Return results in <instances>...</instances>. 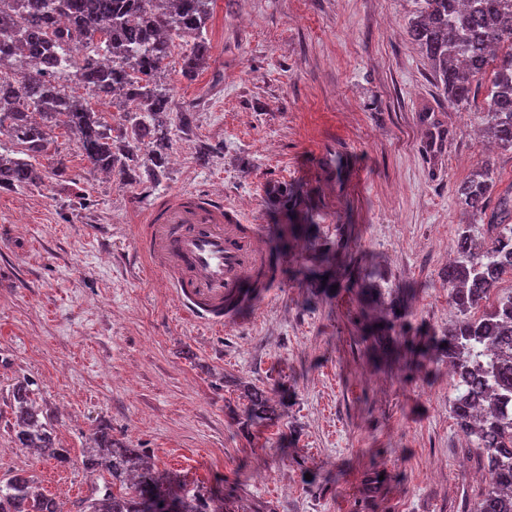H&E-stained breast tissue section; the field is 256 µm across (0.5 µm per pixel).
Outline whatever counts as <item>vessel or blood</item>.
Listing matches in <instances>:
<instances>
[{"label": "vessel or blood", "mask_w": 512, "mask_h": 512, "mask_svg": "<svg viewBox=\"0 0 512 512\" xmlns=\"http://www.w3.org/2000/svg\"><path fill=\"white\" fill-rule=\"evenodd\" d=\"M137 249L160 273L181 313L220 330L255 306L275 283H252L267 260L239 213L197 190H175L147 210Z\"/></svg>", "instance_id": "b4317fda"}]
</instances>
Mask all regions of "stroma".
Returning <instances> with one entry per match:
<instances>
[{
  "label": "stroma",
  "mask_w": 512,
  "mask_h": 512,
  "mask_svg": "<svg viewBox=\"0 0 512 512\" xmlns=\"http://www.w3.org/2000/svg\"><path fill=\"white\" fill-rule=\"evenodd\" d=\"M415 9L216 0L206 69L182 76L180 38L162 65L172 112L196 121L172 132L159 183L98 172L60 127L48 160L65 163L66 181L0 190V479L32 476L80 512L103 483L81 459L104 426L226 512H474L489 483L451 411L447 361L383 359L361 329L390 317L398 294L411 339L457 322L444 273L473 217L455 188L480 168L512 184V150L479 133L489 79L449 107L408 35ZM427 117L448 133L438 156L424 150ZM330 137L343 148L332 185L316 167ZM203 143L222 147L205 165ZM273 182L296 207L270 205ZM182 189L223 198L267 247L288 224L314 242L285 250L278 288L221 333L187 324L136 252L134 225ZM326 248L335 270L353 259L360 275L315 297L300 272ZM24 380L69 466L13 454L9 391ZM243 382L271 391L274 425L241 429Z\"/></svg>",
  "instance_id": "stroma-1"
}]
</instances>
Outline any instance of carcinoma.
<instances>
[{"instance_id":"cac0c4a2","label":"carcinoma","mask_w":512,"mask_h":512,"mask_svg":"<svg viewBox=\"0 0 512 512\" xmlns=\"http://www.w3.org/2000/svg\"><path fill=\"white\" fill-rule=\"evenodd\" d=\"M411 39L431 62L448 105L468 101L472 81L494 62L496 70L486 97L487 129L512 149V0H416ZM214 0H0V65L10 57L19 65L11 78L0 74V134L17 150L0 152V190L38 183L51 175L60 179L65 166L51 171L37 160L48 154L53 130L62 125L73 134L88 163L105 173L134 181V157L116 151L112 125L103 113L69 94L45 70L58 53L92 44L104 45L112 65L87 55L79 67L81 83L99 96L119 94L127 110L122 136L148 148L142 164L157 179L168 163L170 94L158 80L172 46V35L189 43L182 76L193 81L209 58L205 37ZM58 15L67 24L50 22ZM509 51L501 52L504 46ZM491 213H486L492 194ZM456 197L469 213L486 220L460 228L457 255L448 265L449 299L462 319L436 340L438 355L455 367L452 412L457 424L496 474L482 494L476 512H512V475L504 464L512 452V420L501 402L512 395V292L490 301L504 275H512V186L496 190L488 171H478L457 185ZM311 287L330 291L350 287L359 275L350 262L341 281H327L314 271ZM396 332L388 322L375 327V345L384 349ZM14 438L21 448L47 456L64 466L68 449L61 447L52 425L42 420L31 399L30 384L13 387ZM247 405L238 424L247 429L272 423L278 409L265 389L245 386ZM83 465L105 472L111 481L95 489L80 512H218L214 499L198 487L159 475L138 448H130L104 428L96 429ZM0 512H64V504L42 492L34 480L14 475L0 480Z\"/></svg>"}]
</instances>
